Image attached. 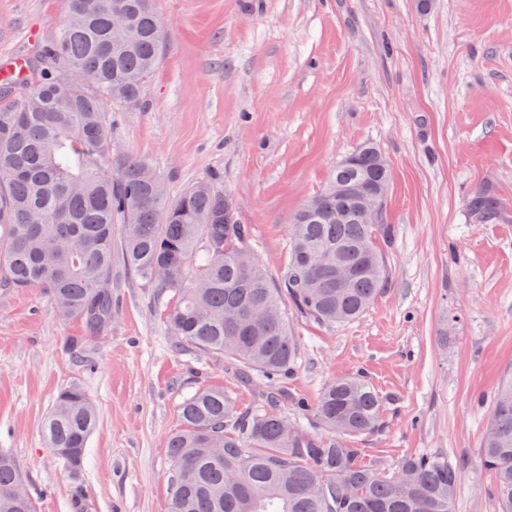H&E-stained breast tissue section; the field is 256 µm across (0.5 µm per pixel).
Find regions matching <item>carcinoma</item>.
Masks as SVG:
<instances>
[{
    "label": "carcinoma",
    "mask_w": 512,
    "mask_h": 512,
    "mask_svg": "<svg viewBox=\"0 0 512 512\" xmlns=\"http://www.w3.org/2000/svg\"><path fill=\"white\" fill-rule=\"evenodd\" d=\"M163 27L154 0H69L68 18L44 50L51 71L18 99L0 86V288L39 287L90 334L112 323V242L165 307L173 345L234 361L238 378L280 381L297 366L298 344L286 306L325 327L358 318L388 283L379 242L389 225L352 220L353 189L392 176L380 150L360 145L331 171L326 186L293 217L288 259L271 281L251 253V228L212 179L176 198L161 178L146 181L143 159L112 155L104 104L140 102L159 65ZM349 193L336 195V184ZM468 208L482 221L501 210L488 188ZM349 218L336 221V212ZM352 271L336 287V267ZM260 319L244 327L242 312ZM288 393L274 388L253 408L224 388L185 397L181 428L168 440L173 464L169 512H454L460 468L441 454L402 459L389 474L360 462L351 439L375 433L384 399L362 376L327 384L296 402L330 435L318 438L280 411ZM96 409L72 385L58 392L43 426L49 449L73 479L70 512H86L79 483ZM493 475L499 512H512V377L491 400L481 451ZM23 483L0 453V512H36L16 495Z\"/></svg>",
    "instance_id": "carcinoma-1"
}]
</instances>
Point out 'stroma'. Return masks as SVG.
<instances>
[{
	"label": "stroma",
	"mask_w": 512,
	"mask_h": 512,
	"mask_svg": "<svg viewBox=\"0 0 512 512\" xmlns=\"http://www.w3.org/2000/svg\"><path fill=\"white\" fill-rule=\"evenodd\" d=\"M164 52L142 103L105 106L116 153L146 160L178 197L216 179L270 279L288 225L330 170L374 143L393 175L381 250L388 285L357 320L326 328L296 311L300 356L283 384L314 400L363 375L384 426L356 439L362 464L463 461L455 512H497L481 468L493 394L512 372V0H155ZM68 0H0V64H40ZM502 204L483 223L467 200ZM112 252V322L85 339L40 288L0 290V451L38 512H69L72 480L48 450L54 396L84 387L98 409L81 481L88 512H169V435L197 388L243 408L271 386L242 385L230 361L175 351L163 312Z\"/></svg>",
	"instance_id": "35a3bbf8"
}]
</instances>
